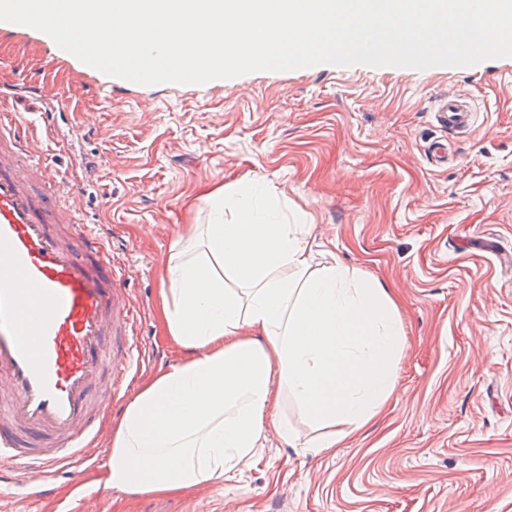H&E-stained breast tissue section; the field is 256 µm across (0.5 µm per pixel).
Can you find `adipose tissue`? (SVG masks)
I'll return each mask as SVG.
<instances>
[{
  "mask_svg": "<svg viewBox=\"0 0 512 512\" xmlns=\"http://www.w3.org/2000/svg\"><path fill=\"white\" fill-rule=\"evenodd\" d=\"M209 218L173 241L159 290L164 339L183 358L147 381L112 428L105 485L132 495L221 489L268 431L331 452L396 389L397 304L361 269L316 258L313 224L260 182L206 197ZM291 400L319 433L301 440Z\"/></svg>",
  "mask_w": 512,
  "mask_h": 512,
  "instance_id": "1",
  "label": "adipose tissue"
}]
</instances>
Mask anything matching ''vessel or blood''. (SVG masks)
<instances>
[{
    "instance_id": "1",
    "label": "vessel or blood",
    "mask_w": 512,
    "mask_h": 512,
    "mask_svg": "<svg viewBox=\"0 0 512 512\" xmlns=\"http://www.w3.org/2000/svg\"><path fill=\"white\" fill-rule=\"evenodd\" d=\"M442 125H472L459 98ZM21 114L0 113V485L35 469L34 495L90 461L88 439L133 371L134 315L121 299L103 240L76 223L66 176L34 159Z\"/></svg>"
}]
</instances>
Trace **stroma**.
Wrapping results in <instances>:
<instances>
[{
    "instance_id": "35a3bbf8",
    "label": "stroma",
    "mask_w": 512,
    "mask_h": 512,
    "mask_svg": "<svg viewBox=\"0 0 512 512\" xmlns=\"http://www.w3.org/2000/svg\"><path fill=\"white\" fill-rule=\"evenodd\" d=\"M0 53V96L37 114V155L67 175L78 222L105 241L142 355L99 423L97 463L59 474L53 502L17 486L0 512H78L85 492L93 512H512V57L141 85L28 26ZM46 84L75 94L70 111L37 95ZM450 94L475 104L469 129L438 124L434 105ZM236 180L312 215L326 260L389 288L405 332L396 393L327 454L298 455L269 433L263 456L220 490L106 488L126 398L183 357L157 317L169 248L206 223L202 192Z\"/></svg>"
}]
</instances>
